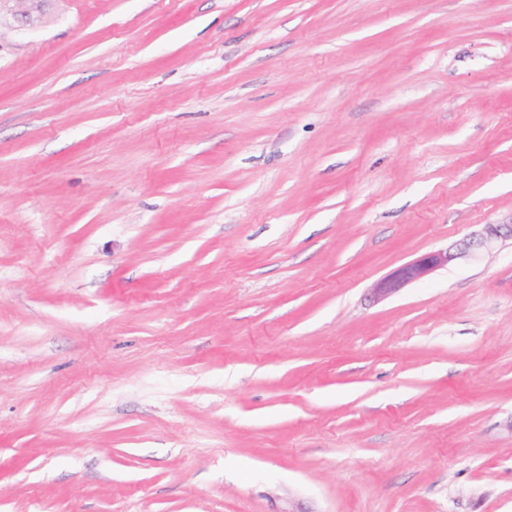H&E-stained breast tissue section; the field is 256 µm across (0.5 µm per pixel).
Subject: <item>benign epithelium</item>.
<instances>
[{"label":"benign epithelium","mask_w":512,"mask_h":512,"mask_svg":"<svg viewBox=\"0 0 512 512\" xmlns=\"http://www.w3.org/2000/svg\"><path fill=\"white\" fill-rule=\"evenodd\" d=\"M506 241L512 242V223L487 224L480 233L469 237L455 248L426 252L403 264L378 281L372 288V293L375 298L384 299L460 258L490 252Z\"/></svg>","instance_id":"obj_1"}]
</instances>
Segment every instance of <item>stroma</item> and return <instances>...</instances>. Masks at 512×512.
Masks as SVG:
<instances>
[{
	"mask_svg": "<svg viewBox=\"0 0 512 512\" xmlns=\"http://www.w3.org/2000/svg\"><path fill=\"white\" fill-rule=\"evenodd\" d=\"M0 0V512H512V0ZM506 241L512 243V222L486 224L479 234L472 235L455 248L426 252L403 264L378 281L372 288V293L376 299H384L406 285L424 279L437 269L448 267L460 258L490 252Z\"/></svg>",
	"mask_w": 512,
	"mask_h": 512,
	"instance_id": "obj_1",
	"label": "stroma"
}]
</instances>
